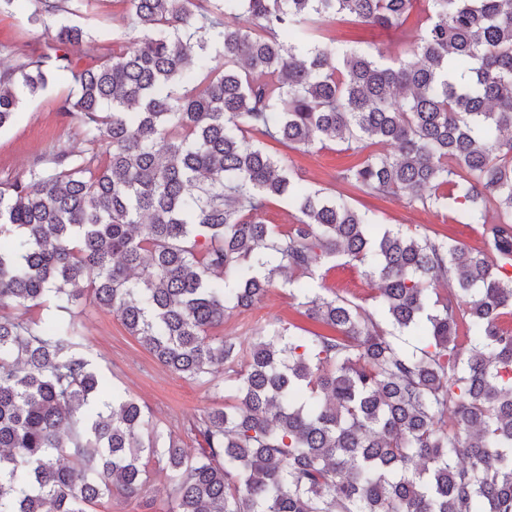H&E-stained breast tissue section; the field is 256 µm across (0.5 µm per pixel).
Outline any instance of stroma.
Segmentation results:
<instances>
[{
	"mask_svg": "<svg viewBox=\"0 0 512 512\" xmlns=\"http://www.w3.org/2000/svg\"><path fill=\"white\" fill-rule=\"evenodd\" d=\"M32 0H14L0 12V53L14 56H41L48 53L52 38L43 27L31 25ZM71 23L85 28L86 40L73 47V57L90 62L111 46L118 36H134L136 30L116 0H86L79 11L70 15ZM325 38H333L348 48L373 46L385 56H392L399 38L396 29H369L351 21L326 26ZM72 85L70 78L49 83L42 95L22 107L20 118L0 129V182L25 174L37 161L53 151L69 147L81 138L78 125L58 110L61 98ZM295 177L310 186L330 193L350 194L354 206L370 211L376 222L447 237L450 243L470 249L490 251L491 246L477 224H458L448 217L446 209L425 208L409 204L406 198L384 196L350 189L339 177L351 158L343 145L333 142L310 149H291L272 144ZM312 287L325 296L346 298L364 309L373 306V286L361 267L341 260L323 263L315 271ZM32 318L47 321L75 319L81 326V350L114 386L127 392L149 408L161 430L182 434L188 421L205 411L222 407L223 395L214 393L196 381L180 377L160 364L128 334L119 317L111 310L86 302L71 310L56 308L54 300L34 308ZM283 322L309 328L287 286L274 283L262 300L250 309L230 313L224 320V333L239 341H249L255 331Z\"/></svg>",
	"mask_w": 512,
	"mask_h": 512,
	"instance_id": "obj_1",
	"label": "stroma"
}]
</instances>
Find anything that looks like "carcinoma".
<instances>
[{
  "mask_svg": "<svg viewBox=\"0 0 512 512\" xmlns=\"http://www.w3.org/2000/svg\"><path fill=\"white\" fill-rule=\"evenodd\" d=\"M35 2L57 54L0 58V129L66 72L82 139L0 182V512L140 504L152 466L167 512H512V0H120L140 35L86 65L83 0ZM338 17L416 34L387 64L321 41ZM251 133L346 145L344 183L446 200L496 258L375 223ZM282 197L296 223H262ZM337 257L371 309L308 286ZM278 278L332 333L224 335ZM48 295L111 309L224 407L163 434L76 322L23 317Z\"/></svg>",
  "mask_w": 512,
  "mask_h": 512,
  "instance_id": "cac0c4a2",
  "label": "carcinoma"
}]
</instances>
